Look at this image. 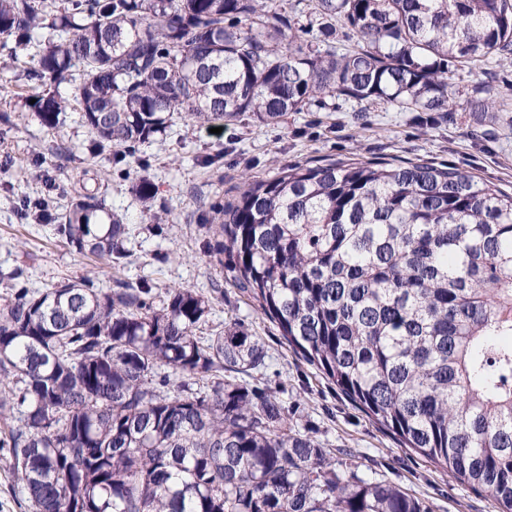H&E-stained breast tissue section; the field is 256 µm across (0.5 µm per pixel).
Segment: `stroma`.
<instances>
[{"mask_svg": "<svg viewBox=\"0 0 512 512\" xmlns=\"http://www.w3.org/2000/svg\"><path fill=\"white\" fill-rule=\"evenodd\" d=\"M47 33L35 30L30 44L0 42V270L19 267L29 286L42 290L98 270L101 287L147 283L154 299L171 288H192L207 296L211 308L198 333L208 336L238 320L261 336L267 357L254 372L255 384L276 393L296 430L315 437L334 459L361 477L385 479L424 500L430 512H499L493 498L458 485L432 461L401 445L345 398L314 366L296 356L278 327L228 283V272L204 253L205 222L213 202H235L244 177L264 179L278 169L322 161L346 163L422 157L452 164L475 180L512 194V58L452 74L457 112L448 123L424 131L410 113L383 104L326 98L309 111L263 125L242 122L221 133L173 117L165 136L138 145L120 163L97 164L90 136L72 98L80 78L45 88L26 77L37 64ZM506 109L493 121H476L468 101L497 93ZM50 93L68 100L56 129L43 127L30 101ZM157 189L166 211L162 227L143 212L135 191L139 176ZM104 195L109 211L129 228L130 262L114 270L98 267L93 257L75 252L50 221L21 216L22 196H51L55 214L69 210L81 189Z\"/></svg>", "mask_w": 512, "mask_h": 512, "instance_id": "35a3bbf8", "label": "stroma"}]
</instances>
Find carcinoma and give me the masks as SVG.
Returning a JSON list of instances; mask_svg holds the SVG:
<instances>
[{
  "label": "carcinoma",
  "mask_w": 512,
  "mask_h": 512,
  "mask_svg": "<svg viewBox=\"0 0 512 512\" xmlns=\"http://www.w3.org/2000/svg\"><path fill=\"white\" fill-rule=\"evenodd\" d=\"M311 42L275 0H0V36L49 31L27 77L76 100L103 160L200 125L275 124L325 97L383 102L434 129L456 111L450 67L512 53V0H309ZM247 24L240 25L241 20ZM356 34L335 43L336 23ZM67 103L33 104L49 130ZM136 192L164 222L145 176ZM52 200L25 197L50 220ZM94 192L56 234L118 269L128 228ZM205 254L290 349L461 486L512 512V195L423 160L296 164L211 205ZM0 465L30 512H430L332 460L252 376L263 341L238 321L197 335L209 299L172 288L42 292L0 282ZM179 378L171 384L167 370ZM17 425H12V422Z\"/></svg>",
  "instance_id": "cac0c4a2"
}]
</instances>
